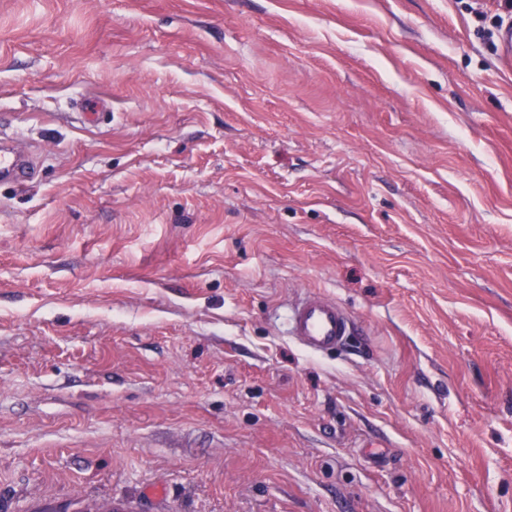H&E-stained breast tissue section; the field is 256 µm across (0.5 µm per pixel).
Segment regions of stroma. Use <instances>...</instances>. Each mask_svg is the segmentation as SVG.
<instances>
[{
  "label": "stroma",
  "instance_id": "1",
  "mask_svg": "<svg viewBox=\"0 0 512 512\" xmlns=\"http://www.w3.org/2000/svg\"><path fill=\"white\" fill-rule=\"evenodd\" d=\"M508 24L0 0V512H512ZM34 170L33 157L15 146L3 145L0 147V180H23L28 178ZM286 333L309 352L320 354L344 343L350 318L334 300L312 291L289 310Z\"/></svg>",
  "mask_w": 512,
  "mask_h": 512
}]
</instances>
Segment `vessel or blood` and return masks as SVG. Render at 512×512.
Wrapping results in <instances>:
<instances>
[{
    "instance_id": "b4317fda",
    "label": "vessel or blood",
    "mask_w": 512,
    "mask_h": 512,
    "mask_svg": "<svg viewBox=\"0 0 512 512\" xmlns=\"http://www.w3.org/2000/svg\"><path fill=\"white\" fill-rule=\"evenodd\" d=\"M34 169L29 153L17 147H0V180H23ZM286 333L309 352L320 354L342 345L350 334V318L332 299L318 292H309L288 312Z\"/></svg>"
}]
</instances>
